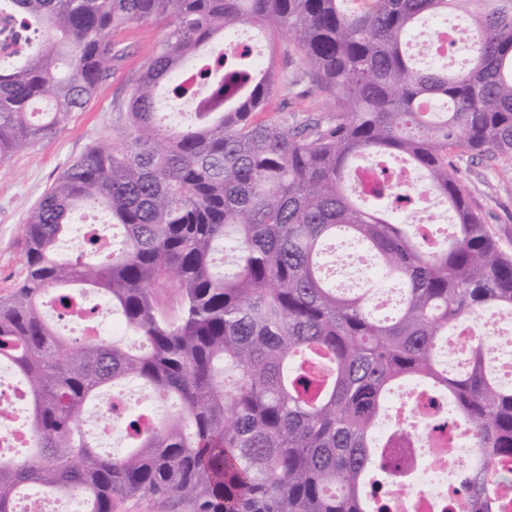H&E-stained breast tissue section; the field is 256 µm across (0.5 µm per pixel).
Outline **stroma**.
Here are the masks:
<instances>
[{"label": "stroma", "instance_id": "35a3bbf8", "mask_svg": "<svg viewBox=\"0 0 512 512\" xmlns=\"http://www.w3.org/2000/svg\"><path fill=\"white\" fill-rule=\"evenodd\" d=\"M168 30L167 23L133 24L115 41L124 56L102 81L96 97L48 138L0 162V295L9 294L24 276V223L40 197L65 167L90 146L122 127L130 87L153 57ZM244 39L263 48V62L279 82L264 119L305 123L325 118L335 99L318 88L296 45L284 35L243 28ZM456 176L481 211L485 224L501 245L512 251V161L486 160L455 152L449 157Z\"/></svg>", "mask_w": 512, "mask_h": 512}]
</instances>
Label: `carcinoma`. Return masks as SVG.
<instances>
[{
  "instance_id": "obj_1",
  "label": "carcinoma",
  "mask_w": 512,
  "mask_h": 512,
  "mask_svg": "<svg viewBox=\"0 0 512 512\" xmlns=\"http://www.w3.org/2000/svg\"><path fill=\"white\" fill-rule=\"evenodd\" d=\"M0 0L28 53L0 60V161L83 110L122 58L112 34L170 21L128 92L121 130L70 163L25 221V274L0 296V361L24 379L29 459L0 457V512L34 485L78 495L84 512L173 499L188 512H372L377 422L394 387L448 397L473 429L483 466L460 474L465 512H504L512 462V385L484 343L450 371L449 330L490 309L512 311V254L484 224L448 161L463 150L512 160V0ZM457 14L473 45L460 62L420 67L418 24ZM242 26L294 37L318 87L336 99L325 122L262 120L276 86L248 50L224 54ZM194 102L166 124L157 91ZM402 158L444 199L448 233L429 240L418 210L355 183L359 158ZM100 207L122 229L118 251L58 259L74 215ZM361 245L386 285L391 316L368 289L325 275L327 242ZM178 289L176 307L163 299ZM105 300L133 348L61 335L43 315ZM127 381L172 411L151 428L133 414L134 445L97 451L80 428L87 402Z\"/></svg>"
}]
</instances>
